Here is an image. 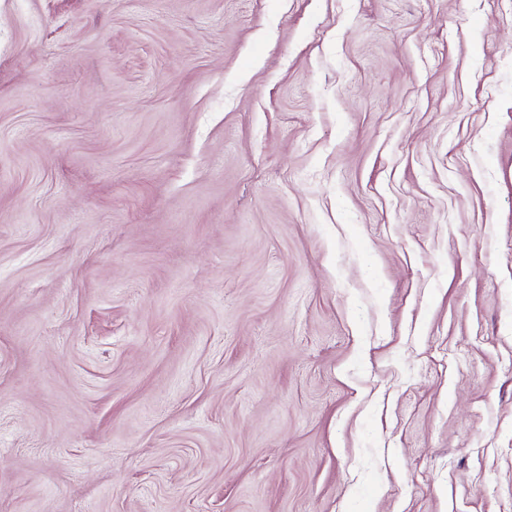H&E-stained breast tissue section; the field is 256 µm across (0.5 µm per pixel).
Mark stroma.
<instances>
[{
  "instance_id": "obj_1",
  "label": "stroma",
  "mask_w": 512,
  "mask_h": 512,
  "mask_svg": "<svg viewBox=\"0 0 512 512\" xmlns=\"http://www.w3.org/2000/svg\"><path fill=\"white\" fill-rule=\"evenodd\" d=\"M0 512H512V0H0Z\"/></svg>"
}]
</instances>
